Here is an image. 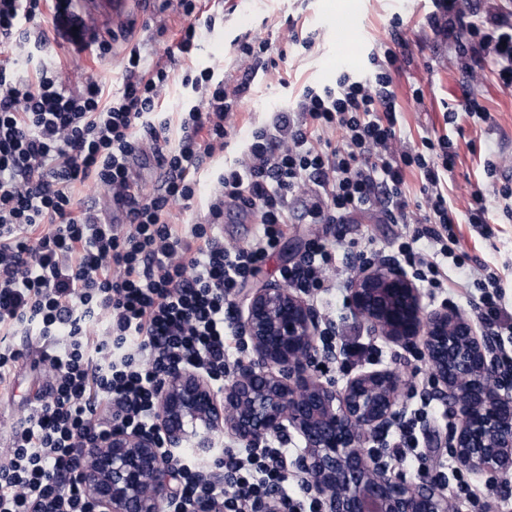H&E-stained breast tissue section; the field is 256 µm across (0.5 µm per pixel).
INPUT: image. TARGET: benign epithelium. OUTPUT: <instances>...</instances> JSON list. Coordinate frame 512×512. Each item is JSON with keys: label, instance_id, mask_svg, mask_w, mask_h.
Masks as SVG:
<instances>
[{"label": "benign epithelium", "instance_id": "obj_1", "mask_svg": "<svg viewBox=\"0 0 512 512\" xmlns=\"http://www.w3.org/2000/svg\"><path fill=\"white\" fill-rule=\"evenodd\" d=\"M349 301L369 336L422 349L431 376L422 397L447 403L455 419L449 433L433 426L436 451L477 482L511 477L512 377L501 371L499 337L446 303L428 308L392 259L360 271ZM237 323L251 357L222 392L197 371L172 370L156 395L155 428L115 431L86 449L80 478L99 512H161L164 504L202 512L180 498L181 453L192 440L195 454L209 458L212 434L221 430L250 447L298 439L291 471L320 512H465L466 501L448 497L441 477L429 475L434 455H424L411 482L373 448L408 413L404 381L393 369L351 372L340 388L315 377V366L336 359V348L319 345L313 305L278 283L251 292ZM245 512H279V500L253 499Z\"/></svg>", "mask_w": 512, "mask_h": 512}]
</instances>
